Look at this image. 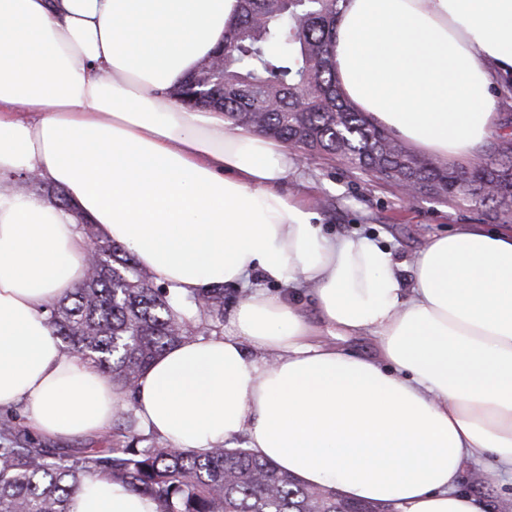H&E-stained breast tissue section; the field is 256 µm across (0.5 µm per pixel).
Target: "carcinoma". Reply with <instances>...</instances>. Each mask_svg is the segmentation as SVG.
<instances>
[{
    "label": "carcinoma",
    "instance_id": "1",
    "mask_svg": "<svg viewBox=\"0 0 512 512\" xmlns=\"http://www.w3.org/2000/svg\"><path fill=\"white\" fill-rule=\"evenodd\" d=\"M348 0H239L224 34V83L203 89L199 63L170 95L189 110L220 112L230 127L254 129L351 169L487 208L512 220V137L480 150L465 167L422 158L341 93L331 53L336 19ZM6 188H36L76 215L100 254L72 293L48 306L64 349L122 389L132 388L168 348L203 331L219 333L224 286L176 305L156 275L101 237L64 190L19 177ZM137 419L119 410L100 446L59 448L35 436L15 411L0 414V512H68V500L97 473L158 503L159 512H383L305 486L247 448H136Z\"/></svg>",
    "mask_w": 512,
    "mask_h": 512
}]
</instances>
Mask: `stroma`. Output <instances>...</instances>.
Returning a JSON list of instances; mask_svg holds the SVG:
<instances>
[{
	"label": "stroma",
	"mask_w": 512,
	"mask_h": 512,
	"mask_svg": "<svg viewBox=\"0 0 512 512\" xmlns=\"http://www.w3.org/2000/svg\"><path fill=\"white\" fill-rule=\"evenodd\" d=\"M280 190L311 201L324 235L366 237L392 249L400 259L412 258L429 236L486 221L482 207L454 198L422 197L410 203L395 185L349 169L340 160L317 155L298 159ZM298 304L315 326L319 342L361 355L373 354L372 338L331 336L320 322L311 296L300 297ZM460 486L485 498L488 512H512V484L491 478L479 480L477 466L463 468Z\"/></svg>",
	"instance_id": "stroma-1"
}]
</instances>
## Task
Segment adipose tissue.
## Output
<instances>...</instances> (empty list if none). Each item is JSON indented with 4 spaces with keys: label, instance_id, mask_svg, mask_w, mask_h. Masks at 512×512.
I'll return each mask as SVG.
<instances>
[{
    "label": "adipose tissue",
    "instance_id": "1",
    "mask_svg": "<svg viewBox=\"0 0 512 512\" xmlns=\"http://www.w3.org/2000/svg\"><path fill=\"white\" fill-rule=\"evenodd\" d=\"M238 15V0H0V181L64 188L174 297L246 288L231 333L176 344L139 378L145 430L175 448L245 437L302 484L387 512H486L459 479L468 462L512 479V227L432 235L408 263L323 235L278 189L296 165L279 140L169 95ZM333 60L360 111L471 158L512 75V0H350ZM86 259L71 213L0 191V408L59 441L105 432L124 398L46 317ZM306 289L329 330L376 337L377 355L314 342ZM69 512L159 508L99 475Z\"/></svg>",
    "mask_w": 512,
    "mask_h": 512
}]
</instances>
